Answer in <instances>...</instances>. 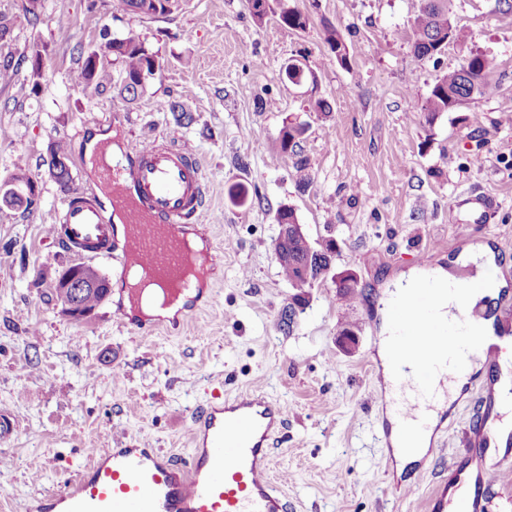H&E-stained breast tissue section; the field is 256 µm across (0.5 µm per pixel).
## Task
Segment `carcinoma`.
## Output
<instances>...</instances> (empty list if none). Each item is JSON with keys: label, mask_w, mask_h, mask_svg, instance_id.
I'll use <instances>...</instances> for the list:
<instances>
[{"label": "carcinoma", "mask_w": 512, "mask_h": 512, "mask_svg": "<svg viewBox=\"0 0 512 512\" xmlns=\"http://www.w3.org/2000/svg\"><path fill=\"white\" fill-rule=\"evenodd\" d=\"M119 13L129 11L147 15H164L166 10H157L154 0H117ZM451 15L449 0H418V5L408 21V37L414 55L419 59H432L440 54L438 46L448 38V16ZM280 20L291 29L303 30L307 17L300 11L284 7ZM105 46L112 54L121 58L123 68L120 73L121 91L129 100L136 99L143 91L146 81L153 76L152 66L157 59L142 42L132 38H120L111 35L110 30L102 32ZM327 43L335 54L336 60L347 65L350 51L347 44L334 30L330 31ZM95 53H89L74 75V82L89 84L97 75L98 68L93 66ZM494 69L492 59L472 54L457 70L445 73L436 80L429 96L425 99L423 110L433 117L440 112H448L460 107L468 99L491 94L495 86L488 80ZM305 132V124L288 121L273 140L272 147L279 155L295 158L294 175L298 182L308 184L311 180L308 160L301 156L300 143ZM276 221L288 226L287 237L277 236L274 249L279 251L278 265L282 275L293 288L311 287L332 269L337 255L334 242L321 245L308 236L298 232V221L293 209L283 207L277 211Z\"/></svg>", "instance_id": "1"}]
</instances>
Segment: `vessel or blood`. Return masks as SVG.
<instances>
[{"mask_svg":"<svg viewBox=\"0 0 512 512\" xmlns=\"http://www.w3.org/2000/svg\"><path fill=\"white\" fill-rule=\"evenodd\" d=\"M93 190L65 195L49 217L48 232L81 260H119L167 281L184 269H214L213 246L196 247L207 187L203 166L189 149L165 137L127 140L121 154L109 144L93 153ZM125 236H117V225ZM392 381L384 394L391 413L379 433L418 441L436 431L431 413L448 383L474 353L465 342L466 312L439 313L435 288L412 289L393 302ZM465 426L463 454L436 483L428 512H489L512 499V467L489 453L512 446L502 407L512 398L498 384L506 370L486 356ZM288 427V412L258 390L224 403L204 402L189 412L187 457L140 441L93 456L77 477L29 501L26 512H291L288 497L270 473L275 442Z\"/></svg>","mask_w":512,"mask_h":512,"instance_id":"vessel-or-blood-1","label":"vessel or blood"}]
</instances>
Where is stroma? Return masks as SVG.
I'll use <instances>...</instances> for the list:
<instances>
[{"instance_id":"1","label":"stroma","mask_w":512,"mask_h":512,"mask_svg":"<svg viewBox=\"0 0 512 512\" xmlns=\"http://www.w3.org/2000/svg\"><path fill=\"white\" fill-rule=\"evenodd\" d=\"M255 22L245 0H178L151 17L114 13V0H0V184L24 170L38 192L30 211L0 205V408L18 418L0 441V512L74 477L118 440L149 441L178 456L190 446L189 408L219 393L261 389L284 405L289 424L271 469L293 512H425L438 467L399 464L375 433L383 367L368 338L384 331L382 300L431 252V267L472 277L459 256L484 251L512 291V11L496 0H450L461 38L440 62L416 58L407 23L416 0H269ZM298 9L305 29L283 24ZM132 36L162 64L137 99L120 94V59L100 33ZM348 44L349 65L330 51L328 30ZM42 55L35 92L33 51ZM103 53L98 83L72 73L88 52ZM478 53L493 58L494 94L428 116L422 105L442 72ZM299 61L315 80L295 85L284 68ZM179 101L195 120L183 125L161 102ZM331 109L318 112L314 102ZM306 125L302 146L312 181L299 186L292 159L273 154L285 121ZM144 141L164 135L196 152L204 169L203 221L222 258L210 305L180 330L145 337L112 321L103 302L87 318L63 315L54 273L69 265L49 239L46 219L65 187L90 184L77 157L95 129ZM70 141L68 184L50 174L56 145ZM496 197L486 225L465 206L470 195ZM294 209L314 239L335 238L338 255L323 281L304 289L292 325L284 311L295 293L274 256L276 212ZM354 276L359 296L336 288ZM354 333L342 344L343 329Z\"/></svg>"}]
</instances>
